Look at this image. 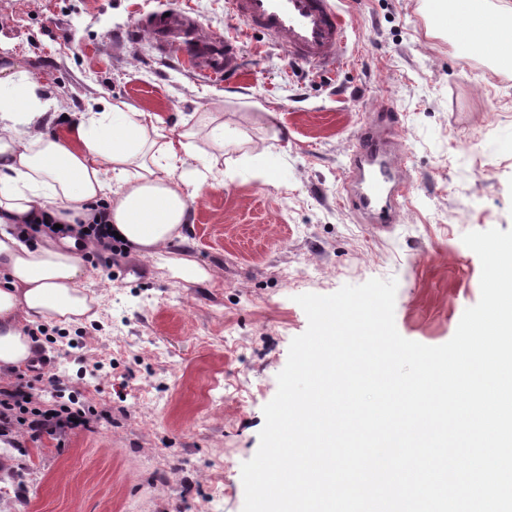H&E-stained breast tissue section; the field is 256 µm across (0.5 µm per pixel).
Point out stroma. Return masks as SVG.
<instances>
[{"mask_svg": "<svg viewBox=\"0 0 512 512\" xmlns=\"http://www.w3.org/2000/svg\"><path fill=\"white\" fill-rule=\"evenodd\" d=\"M347 63L290 66L284 48L243 32L224 0H0V59L47 84L49 123L100 101L154 112L185 132L220 112L242 136L224 174L191 204L186 242L203 282L127 253L108 279L85 272L94 320L50 327L48 373L65 395L107 403L111 421L63 444L0 450V512H243L241 465L259 447L291 340L308 320L295 298L396 279L406 339L448 342L480 298L481 263L462 236L512 229V70L435 25L428 0H340ZM195 17L199 40L231 38L241 70L220 80L182 65L179 46L136 30L141 15ZM400 119L411 204L387 227L341 199L355 135L381 104ZM276 113L270 123L267 113ZM262 154L269 179L248 158Z\"/></svg>", "mask_w": 512, "mask_h": 512, "instance_id": "35a3bbf8", "label": "stroma"}]
</instances>
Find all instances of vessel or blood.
Returning a JSON list of instances; mask_svg holds the SVG:
<instances>
[{"label":"vessel or blood","mask_w":512,"mask_h":512,"mask_svg":"<svg viewBox=\"0 0 512 512\" xmlns=\"http://www.w3.org/2000/svg\"><path fill=\"white\" fill-rule=\"evenodd\" d=\"M226 8L244 30L257 32L284 46L290 60L320 71L343 66L347 23L335 0H225ZM194 19L184 12L140 20L144 31L158 36L192 31ZM184 63L220 79L237 71L232 41H197L187 46ZM398 132L395 115L375 114L354 138L351 162L344 176L346 197L353 209L374 224H394L414 186L392 159Z\"/></svg>","instance_id":"vessel-or-blood-1"}]
</instances>
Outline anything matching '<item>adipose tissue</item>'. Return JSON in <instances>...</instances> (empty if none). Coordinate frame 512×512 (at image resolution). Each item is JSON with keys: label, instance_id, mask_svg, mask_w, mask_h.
Wrapping results in <instances>:
<instances>
[{"label": "adipose tissue", "instance_id": "adipose-tissue-1", "mask_svg": "<svg viewBox=\"0 0 512 512\" xmlns=\"http://www.w3.org/2000/svg\"><path fill=\"white\" fill-rule=\"evenodd\" d=\"M434 20L474 8L476 42L512 27V8L486 13L483 0H434ZM57 108L47 86L19 65L0 67V376L34 354L27 335L41 322L69 324L93 310L84 280L92 244L64 237L31 246L8 232L11 224H89L102 218L124 243L161 254L190 219V202L215 175L217 154L232 144L219 113L200 112L192 133L169 135L163 119L116 101L111 113L79 116L68 134L43 131L39 122ZM203 166L187 171L191 158Z\"/></svg>", "mask_w": 512, "mask_h": 512}]
</instances>
